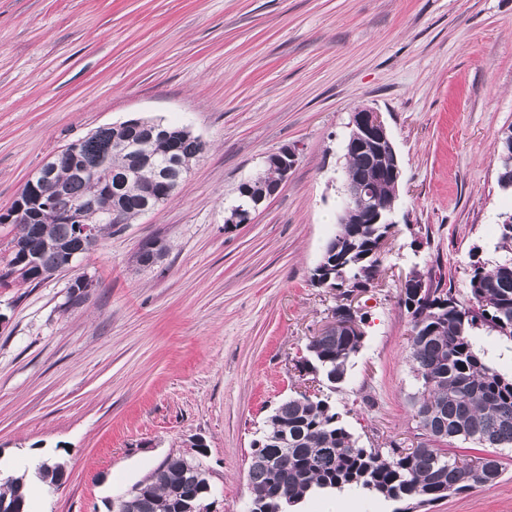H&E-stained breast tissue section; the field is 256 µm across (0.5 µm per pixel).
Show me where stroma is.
<instances>
[{"label": "stroma", "instance_id": "1", "mask_svg": "<svg viewBox=\"0 0 512 512\" xmlns=\"http://www.w3.org/2000/svg\"><path fill=\"white\" fill-rule=\"evenodd\" d=\"M381 113L402 168L364 340L342 383L301 374L337 293L311 283L341 206L351 112ZM152 117L206 145L174 198L113 229L74 267L0 287V477L28 512H108L170 454L203 440L210 512H245L250 442L277 403L321 391L365 448L421 435L411 419L404 280L465 299L492 265L494 146L512 126V0H0V213L65 145ZM298 149L248 224L225 218L267 155ZM167 251L135 256L149 239ZM84 303L69 305L76 277ZM503 475L417 512H512ZM64 464L47 488L43 460Z\"/></svg>", "mask_w": 512, "mask_h": 512}]
</instances>
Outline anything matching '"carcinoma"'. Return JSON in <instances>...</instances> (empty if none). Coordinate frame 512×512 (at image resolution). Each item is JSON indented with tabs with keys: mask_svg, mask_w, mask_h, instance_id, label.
I'll use <instances>...</instances> for the list:
<instances>
[{
	"mask_svg": "<svg viewBox=\"0 0 512 512\" xmlns=\"http://www.w3.org/2000/svg\"><path fill=\"white\" fill-rule=\"evenodd\" d=\"M205 147L186 127L169 126L159 137L147 127H102L77 140V153L57 159L54 173L38 185L42 210L30 224L16 219L17 235L0 284L14 276L23 283L40 282L56 273L65 258L83 252L74 225L65 215L77 199L103 196L109 186L92 175L104 160L115 173L134 167V183L112 193L118 220L104 221L88 209L80 223L94 227L97 236L142 215L151 197L169 200L204 154ZM391 151L354 148L345 157L343 180L365 182L380 200L397 195L388 179ZM168 170L159 177V168ZM270 166L238 186L237 208L249 209L273 181ZM368 205L351 199L342 207L336 231L313 269V285L331 288L347 299L355 291L372 287L380 273L377 244L389 225L370 223ZM498 258L486 268L474 265L468 296L457 299L417 272L400 290L399 304L410 317L408 363L416 383L409 396L411 416L425 440L414 448L392 444L363 448L345 426L340 412L328 399L312 395L290 396L273 409L262 432L251 442L248 467L250 502L255 512H289L306 495L344 488L362 489L406 507L493 485L502 474L490 448L512 447V377L487 365L473 341V331L487 328L512 339V223L499 221ZM167 251L159 239L145 242L136 262L149 266ZM364 335L341 328L306 346L297 361L299 372L326 377L333 385L344 381L350 358L359 352ZM473 444L477 454L449 455L443 446L457 441ZM45 483L57 485L64 476L60 463L38 467ZM144 491L130 504L131 512H184L204 508L200 473L181 455H169L144 482ZM24 482L11 478L0 486V508L25 505Z\"/></svg>",
	"mask_w": 512,
	"mask_h": 512,
	"instance_id": "carcinoma-1",
	"label": "carcinoma"
}]
</instances>
